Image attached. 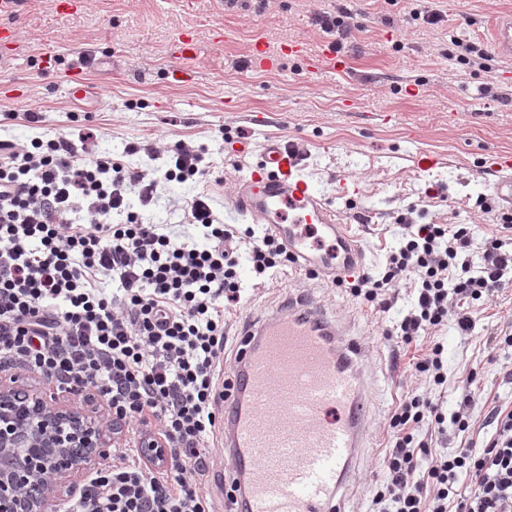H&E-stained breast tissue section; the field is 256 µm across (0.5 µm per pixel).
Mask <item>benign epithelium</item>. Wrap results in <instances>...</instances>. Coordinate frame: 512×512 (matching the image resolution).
I'll return each mask as SVG.
<instances>
[{"instance_id":"7a95c632","label":"benign epithelium","mask_w":512,"mask_h":512,"mask_svg":"<svg viewBox=\"0 0 512 512\" xmlns=\"http://www.w3.org/2000/svg\"><path fill=\"white\" fill-rule=\"evenodd\" d=\"M106 456L100 428L0 380V512H51L58 488Z\"/></svg>"}]
</instances>
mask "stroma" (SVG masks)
<instances>
[{"label": "stroma", "mask_w": 512, "mask_h": 512, "mask_svg": "<svg viewBox=\"0 0 512 512\" xmlns=\"http://www.w3.org/2000/svg\"><path fill=\"white\" fill-rule=\"evenodd\" d=\"M19 2L16 13L0 14V26L14 28L18 37L15 49L0 50V139L23 142L88 128L97 152L141 169L151 165L149 151L163 153L180 141L206 146L212 164L206 186L228 224L243 221L230 205L238 182L265 144L282 139L302 154L303 174L340 212L372 274L400 236L398 215L419 224L489 228L496 222L476 200L491 179L485 157L512 154V56L494 54L489 69L478 70L448 59L446 51L455 38L490 45L487 25L512 15V0H431L442 16L435 25L413 19L416 0H351L356 26L340 40L313 22L317 13L334 10V0H270L263 9H230L224 0H84L69 18L57 14L54 0ZM217 27L228 32L227 41H211ZM184 30L195 32L198 51L178 62L169 50ZM289 41L313 53L339 42L346 66L317 73L294 61L276 70L249 66L256 48L272 52ZM86 50L105 66L80 67L77 58ZM75 79L85 97L72 96ZM29 111L39 113L38 124L27 122ZM228 137L249 142V154L225 152ZM343 179L355 195L340 196ZM193 193L188 183L162 184L145 222L178 231ZM240 272L247 290L230 316L229 353L238 350L243 320L284 311L297 293L350 324L369 353L371 426L346 512H369L382 488L390 413L406 395L435 396L449 412L462 398L463 379L476 372L469 418L478 440L489 435L484 424L492 399H512V387L502 381L512 354L492 338L512 328V287L475 305L472 335H458L450 325L418 338L421 348L433 339L444 345L448 387L438 392L415 371L406 345L388 333L410 307L407 292L383 312L293 267L259 286L249 267ZM20 376L31 390L79 406L111 447L133 448L131 433L115 432L111 408L91 388L60 387L26 370Z\"/></svg>", "instance_id": "1"}]
</instances>
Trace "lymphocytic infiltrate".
<instances>
[{
  "label": "lymphocytic infiltrate",
  "instance_id": "lymphocytic-infiltrate-1",
  "mask_svg": "<svg viewBox=\"0 0 512 512\" xmlns=\"http://www.w3.org/2000/svg\"><path fill=\"white\" fill-rule=\"evenodd\" d=\"M87 135L30 144L0 140V360L61 385L85 383L137 432L136 459L126 453L92 472L66 512H211L204 482L209 448L221 422L216 393L224 374V315L240 302V264L274 278L294 258L270 233L223 223L208 190L186 206L197 242L176 240L143 223L140 209L161 182L203 178L206 149L177 144L171 160L136 171L89 150ZM498 212L501 232L471 224H407L378 274L350 282L354 297L387 309L407 286L411 309L394 330L403 344L442 326L469 334L467 305L512 283L504 232L512 213ZM111 278L105 292L100 278ZM463 397L443 413L429 397L410 395L389 420L387 485L373 502L395 512H512V402L488 414L489 439L469 438ZM451 423L464 438L432 457L414 432L424 420ZM471 491H463L462 481Z\"/></svg>",
  "mask_w": 512,
  "mask_h": 512
}]
</instances>
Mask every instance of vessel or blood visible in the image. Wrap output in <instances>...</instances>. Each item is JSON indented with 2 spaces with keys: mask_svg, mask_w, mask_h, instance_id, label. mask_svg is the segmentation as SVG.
<instances>
[{
  "mask_svg": "<svg viewBox=\"0 0 512 512\" xmlns=\"http://www.w3.org/2000/svg\"><path fill=\"white\" fill-rule=\"evenodd\" d=\"M491 38L512 54V19L496 21ZM316 72L336 68L334 47L309 57L290 42L273 53L256 50L257 68L280 67L284 58ZM293 144H268L245 176L232 206L265 225L305 270L336 280L358 272L364 255L338 213L301 173ZM493 195L512 206V155L494 154ZM321 232L328 246L308 248L300 226ZM242 348L224 401V445L234 461L238 512H345L343 488L367 446L369 379L364 348L350 330L305 296L289 298L288 311L245 320Z\"/></svg>",
  "mask_w": 512,
  "mask_h": 512,
  "instance_id": "vessel-or-blood-1",
  "label": "vessel or blood"
}]
</instances>
